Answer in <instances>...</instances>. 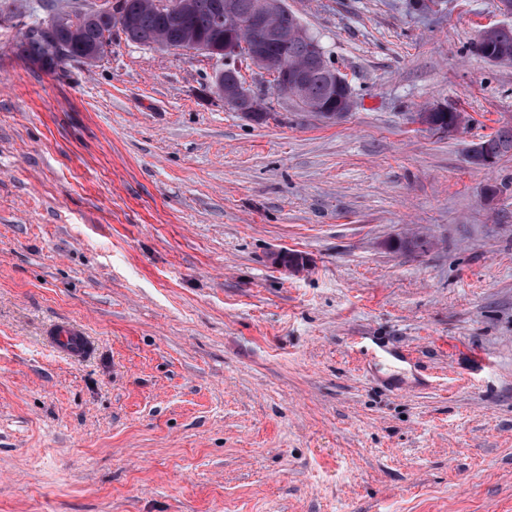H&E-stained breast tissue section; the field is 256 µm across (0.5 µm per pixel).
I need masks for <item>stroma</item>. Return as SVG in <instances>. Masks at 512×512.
Returning <instances> with one entry per match:
<instances>
[{
    "instance_id": "stroma-1",
    "label": "stroma",
    "mask_w": 512,
    "mask_h": 512,
    "mask_svg": "<svg viewBox=\"0 0 512 512\" xmlns=\"http://www.w3.org/2000/svg\"><path fill=\"white\" fill-rule=\"evenodd\" d=\"M102 4L0 0V512H512V155L467 157L512 125L499 0H285L355 104L247 67L264 125L195 51L18 53ZM502 27V28H500ZM491 34L482 35L480 40L475 45V52L483 59L493 62L502 56H512V24L503 27V24L495 25L486 29L483 33L486 34L488 30L497 29ZM499 61L509 62L505 58H500ZM223 87H224L223 81H222V84H219L217 82V72H216L215 78H214V82H213L214 93L217 94L218 97H221L222 99L224 97V101L231 100V99H239V98L252 99L253 96H254L242 84H236L233 87L225 89L223 97H222L221 90H222ZM224 103L227 104L228 106H230L231 109H233L236 112L240 108H246V107L248 108V107H251L252 105H254V103H249L247 101H242L240 103L239 102H235V101H226ZM433 112V113H432ZM431 114V115H430ZM430 117L432 119V122L438 123L442 122L445 124L450 125L452 122H458L459 124L463 123L464 119L461 116L459 112H451L448 111L446 107L443 106H433L429 108L428 110L421 112L417 115V121L429 126L432 125L434 129H436V132H438L440 135H450L453 132L456 131V129H451L448 131L447 127H439V125L431 124ZM49 340L52 347L73 358L85 355L88 345L83 334L67 322H61L49 331Z\"/></svg>"
}]
</instances>
